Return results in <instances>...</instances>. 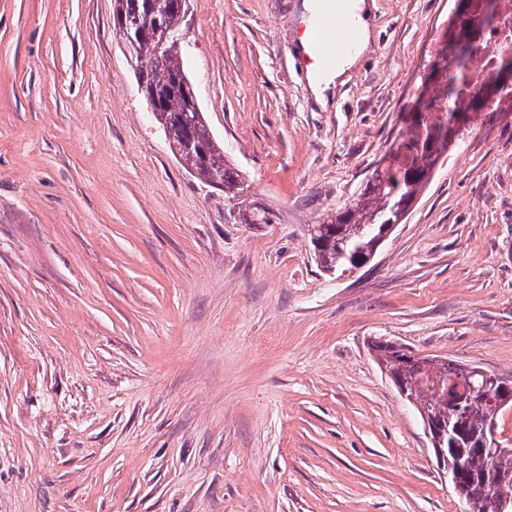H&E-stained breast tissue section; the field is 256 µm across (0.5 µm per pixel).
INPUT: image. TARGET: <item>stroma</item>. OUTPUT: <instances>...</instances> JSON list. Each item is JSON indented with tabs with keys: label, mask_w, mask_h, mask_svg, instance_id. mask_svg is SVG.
<instances>
[{
	"label": "stroma",
	"mask_w": 512,
	"mask_h": 512,
	"mask_svg": "<svg viewBox=\"0 0 512 512\" xmlns=\"http://www.w3.org/2000/svg\"><path fill=\"white\" fill-rule=\"evenodd\" d=\"M449 0H373L319 105L301 0H186L183 61L270 224L173 156L114 0H0V512H465L373 345L512 377V112L365 267L316 265ZM236 216L233 218L240 224H270L274 214L262 203L256 200L239 202Z\"/></svg>",
	"instance_id": "35a3bbf8"
}]
</instances>
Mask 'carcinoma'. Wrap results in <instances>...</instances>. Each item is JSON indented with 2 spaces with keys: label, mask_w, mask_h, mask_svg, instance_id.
Returning a JSON list of instances; mask_svg holds the SVG:
<instances>
[{
  "label": "carcinoma",
  "mask_w": 512,
  "mask_h": 512,
  "mask_svg": "<svg viewBox=\"0 0 512 512\" xmlns=\"http://www.w3.org/2000/svg\"><path fill=\"white\" fill-rule=\"evenodd\" d=\"M177 0H122L126 21L131 27V39L125 45L136 64L138 81L147 102L155 108L154 118L162 127L172 152L195 177L207 183L224 185V193L234 199L243 191L245 177L224 156V146L210 133L199 104L186 94L189 76L184 68L182 49L176 34L161 40L156 37L155 21L163 17L179 26L182 17L174 14ZM463 38L459 53L451 62L465 65L473 54V45L465 29L454 34ZM448 126V115L413 109L408 123L399 134L397 152L392 164L379 172L373 171L364 188L347 209L326 215L317 224L308 225L315 231L314 256L327 274L346 272L358 262L374 255L377 236L385 224L403 221L411 203L425 189L440 158L448 152V139L440 130ZM273 213L262 203L243 200L238 203L234 220L241 224H270ZM373 349L397 390L418 412L448 427L443 449L448 468L458 462L467 464L461 483L453 486L468 512H512V448H494L482 453L475 448L485 445L484 437L495 429L498 417L512 408V402L498 400L499 390L512 387V379H488L481 366H467L453 360L422 358L408 363L400 345L376 342ZM455 375L472 393L458 399L455 408L448 409L445 388L438 387L441 378ZM484 484L495 485L493 501L476 494Z\"/></svg>",
  "instance_id": "cac0c4a2"
}]
</instances>
